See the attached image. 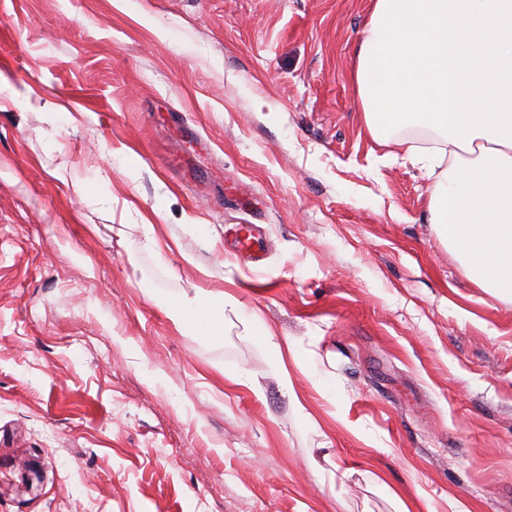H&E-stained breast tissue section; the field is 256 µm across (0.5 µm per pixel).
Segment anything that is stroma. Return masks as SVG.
<instances>
[{"label": "stroma", "mask_w": 512, "mask_h": 512, "mask_svg": "<svg viewBox=\"0 0 512 512\" xmlns=\"http://www.w3.org/2000/svg\"><path fill=\"white\" fill-rule=\"evenodd\" d=\"M372 3L0 0V512H512V299L366 128ZM381 2H382V0H374V2H373V8H372V11H371V14H370L369 20H368V22L366 23V26H365V28H364V30H363V36H362V39H361L360 44H359V47H358V52H357V65H356V69H355V73H354V82H355V84H356L358 94H359V83H360V85H361V94H362V86H363V81H361V82H359V83H358L359 56H360V54H361V50H362V47H363V46H362V44L364 43V41H365V43H364V50H362V51H363V55H361V58H363V56L365 55V46H366V42H368L367 40H369V42H373L372 44H373V45H375V43H374V42H376V35H377V34H372V33H373V30H372L373 28H371V26H372V22L374 21V18H376V22H377L378 14H377V12H376V10H375L376 5H377V4H379V5H380V8H381L380 10H385V6H381ZM374 12H376V13H374ZM373 13H374V14H376V15H377V17H376V15H374V17H373V19H372L373 21L371 22V17H372V15H373ZM372 27H373V26H372ZM359 97H360V94H359ZM361 99H363V98H361V97H360V102H361V105H362V111H363V116H364L365 124H366V126H367V128H368V125H369V124L367 125V122H366V116H365V111H364V107H365V105L363 106V103H364V102L362 103V101H363V100H361ZM369 129H370V128H368V130H369ZM376 129H377V125H376V122H374L373 129H371L372 131H370V130H369V132H370L371 134H373V130H376ZM229 309L236 313L238 306L224 297V304L217 305L213 296L204 292L197 293L193 298L184 297L171 306V314L174 323L183 328L190 325L191 319H195V326L205 332H214L222 327L225 312Z\"/></svg>", "instance_id": "35a3bbf8"}]
</instances>
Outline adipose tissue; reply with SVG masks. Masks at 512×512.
Listing matches in <instances>:
<instances>
[{
  "label": "adipose tissue",
  "mask_w": 512,
  "mask_h": 512,
  "mask_svg": "<svg viewBox=\"0 0 512 512\" xmlns=\"http://www.w3.org/2000/svg\"><path fill=\"white\" fill-rule=\"evenodd\" d=\"M405 152L428 170H440L429 210L468 276L512 298V148L479 137L463 150L437 136L431 146L410 145ZM233 307L200 292L174 303L171 314L178 327L193 324L212 332Z\"/></svg>",
  "instance_id": "ef3b65f1"
}]
</instances>
